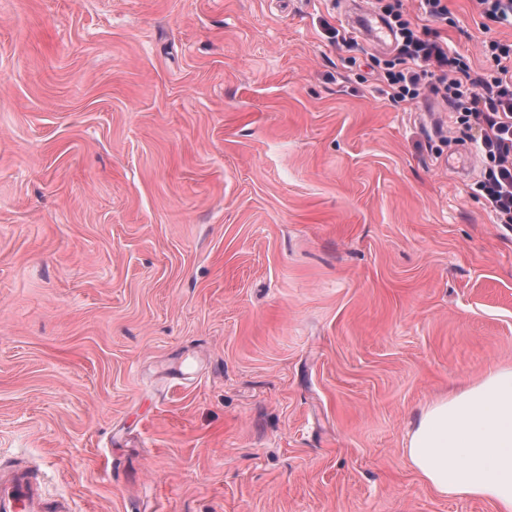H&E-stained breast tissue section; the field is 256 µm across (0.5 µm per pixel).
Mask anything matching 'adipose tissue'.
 Masks as SVG:
<instances>
[{
    "label": "adipose tissue",
    "mask_w": 512,
    "mask_h": 512,
    "mask_svg": "<svg viewBox=\"0 0 512 512\" xmlns=\"http://www.w3.org/2000/svg\"><path fill=\"white\" fill-rule=\"evenodd\" d=\"M405 455L443 496L491 501L512 512V366L425 406L408 432Z\"/></svg>",
    "instance_id": "1"
}]
</instances>
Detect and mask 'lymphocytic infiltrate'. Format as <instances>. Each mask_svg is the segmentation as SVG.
Instances as JSON below:
<instances>
[{"instance_id":"1","label":"lymphocytic infiltrate","mask_w":512,"mask_h":512,"mask_svg":"<svg viewBox=\"0 0 512 512\" xmlns=\"http://www.w3.org/2000/svg\"><path fill=\"white\" fill-rule=\"evenodd\" d=\"M387 13L398 37V56L378 67L390 100L413 101L427 88L448 103L458 122L478 129L485 166L478 189L499 223L512 224V44H486L492 64L475 76L464 56L422 36L399 9L391 6Z\"/></svg>"}]
</instances>
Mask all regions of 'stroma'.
I'll list each match as a JSON object with an SVG mask.
<instances>
[{
    "instance_id": "obj_1",
    "label": "stroma",
    "mask_w": 512,
    "mask_h": 512,
    "mask_svg": "<svg viewBox=\"0 0 512 512\" xmlns=\"http://www.w3.org/2000/svg\"><path fill=\"white\" fill-rule=\"evenodd\" d=\"M395 1L474 72L512 43ZM354 8L0 0V469L72 512H495L404 441L512 365V224Z\"/></svg>"
}]
</instances>
